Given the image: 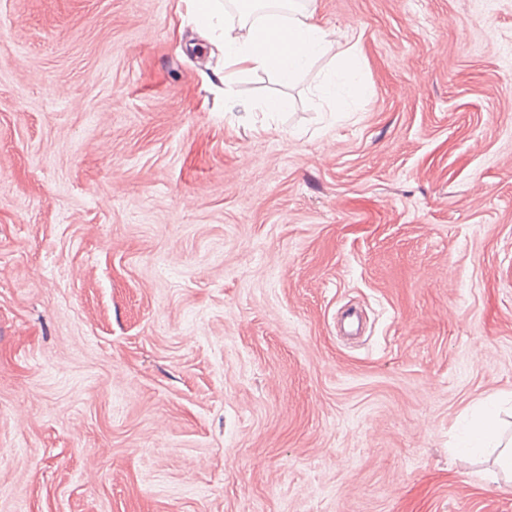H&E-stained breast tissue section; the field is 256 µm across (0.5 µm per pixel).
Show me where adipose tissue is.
Returning <instances> with one entry per match:
<instances>
[{"label":"adipose tissue","instance_id":"adipose-tissue-1","mask_svg":"<svg viewBox=\"0 0 512 512\" xmlns=\"http://www.w3.org/2000/svg\"><path fill=\"white\" fill-rule=\"evenodd\" d=\"M198 26L217 34L224 49V81L233 83L240 75L265 72L275 74L283 82H291L310 60L331 53H339L342 73L349 85L358 82L356 55L353 49L337 51V32L321 25L313 9L297 11L289 18L275 13L259 17L243 15L238 23L225 20L220 0H183ZM288 30V47L276 53L272 50L271 37L280 28ZM497 409L487 405L477 431L463 441L466 452L477 454L494 446L499 450L497 465L501 472L512 476V445L502 443L496 429Z\"/></svg>","mask_w":512,"mask_h":512}]
</instances>
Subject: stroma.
Segmentation results:
<instances>
[{
    "mask_svg": "<svg viewBox=\"0 0 512 512\" xmlns=\"http://www.w3.org/2000/svg\"><path fill=\"white\" fill-rule=\"evenodd\" d=\"M315 6L362 92L0 0V512H512V0ZM497 409L493 403L486 406L477 432L467 436L463 440L462 448L468 453L477 454L493 445L500 448L497 456V465L501 472L510 475L512 481V440L502 445L498 431L496 430Z\"/></svg>",
    "mask_w": 512,
    "mask_h": 512,
    "instance_id": "obj_1",
    "label": "stroma"
}]
</instances>
